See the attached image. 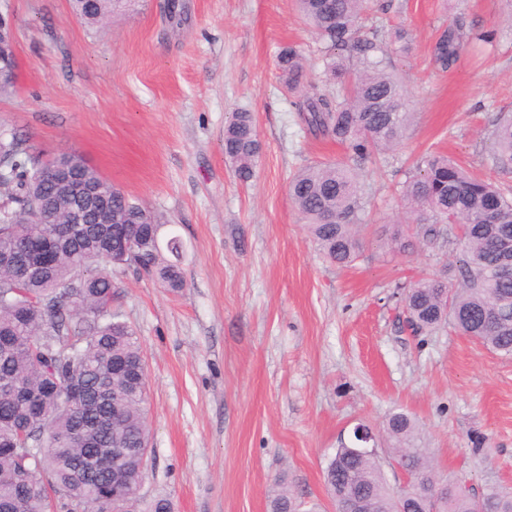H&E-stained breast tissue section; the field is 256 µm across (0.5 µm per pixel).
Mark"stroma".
<instances>
[{
  "label": "stroma",
  "instance_id": "stroma-1",
  "mask_svg": "<svg viewBox=\"0 0 512 512\" xmlns=\"http://www.w3.org/2000/svg\"><path fill=\"white\" fill-rule=\"evenodd\" d=\"M139 0L106 25L72 15L71 0H9L18 80L0 96V131L45 156L78 152L161 218L159 237L185 248L183 293L128 271L115 301L147 364L153 466L132 512L169 499L172 512H268L285 477L319 512H335L324 471L363 423L414 417L436 470L482 493L512 488V358L448 330L414 336L403 297L416 280H455V244L390 247L413 235L401 190L435 148L512 187L489 163L495 122L512 111V8L506 0H384L408 47H386L413 118L401 144L369 159L363 248L348 267L318 250L288 181L342 146L307 132L276 67L300 47L306 78L320 46L295 0ZM465 18L493 31L448 72L430 63L443 25ZM252 113L262 151L251 181L224 158V116ZM482 439L475 449L474 439Z\"/></svg>",
  "mask_w": 512,
  "mask_h": 512
}]
</instances>
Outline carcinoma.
Listing matches in <instances>:
<instances>
[{
    "mask_svg": "<svg viewBox=\"0 0 512 512\" xmlns=\"http://www.w3.org/2000/svg\"><path fill=\"white\" fill-rule=\"evenodd\" d=\"M136 0H105L74 7L103 23L125 14ZM300 13L324 46L322 80L304 85L305 58L294 45L277 55L279 78L307 130L348 150L345 162L297 171L288 195L322 254L350 265L362 247L364 203L358 170L375 154L394 149L413 113L404 88L379 59V26H367L374 0H297ZM491 33L459 18L435 39L431 64L441 72L460 60L471 41ZM261 151L253 115L232 112L224 123V155L239 180L254 176ZM0 153L16 170L0 215V512H48L47 489L59 493L63 512H105L103 500L142 484L150 428L145 407L147 369L139 338L112 309V274L131 268L179 294L186 288L183 245H155L160 220L104 179L76 153L50 160L16 137L0 138ZM492 166L512 175V116L494 130ZM63 167L103 188L112 204L83 224L68 223L72 201L54 180ZM404 206L421 241L461 248L456 282L430 277L405 293L407 322L419 335L445 326L506 357L512 356V276L499 271L501 245L512 244V196L437 151H428L402 186ZM57 229L52 258L39 263L27 251L46 226ZM119 360L124 368L112 370ZM392 459L411 476L398 496L377 455H357L343 444L324 473L332 500L362 501L363 512H512V492L497 487L476 496L457 482L442 485L417 422L403 412L386 419ZM38 448V460L25 449ZM97 448L112 449L96 482L83 479L80 461ZM288 487L270 497V512H301Z\"/></svg>",
    "mask_w": 512,
    "mask_h": 512,
    "instance_id": "1",
    "label": "carcinoma"
}]
</instances>
